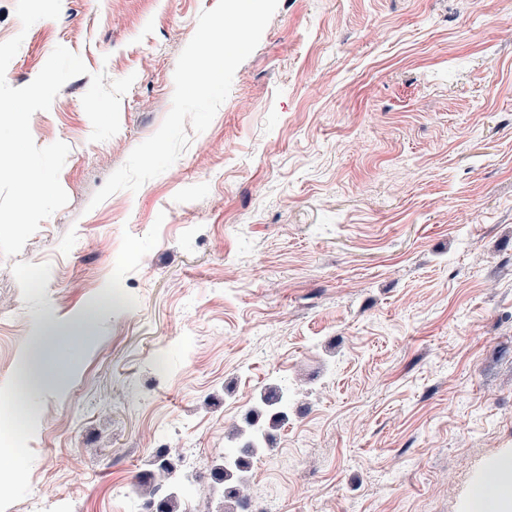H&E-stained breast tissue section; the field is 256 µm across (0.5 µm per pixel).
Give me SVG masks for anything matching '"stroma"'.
Returning a JSON list of instances; mask_svg holds the SVG:
<instances>
[{
	"mask_svg": "<svg viewBox=\"0 0 512 512\" xmlns=\"http://www.w3.org/2000/svg\"><path fill=\"white\" fill-rule=\"evenodd\" d=\"M218 0H62L0 42L23 87L80 55L30 122L70 148L66 206L0 257V392L45 317L110 297L20 415L0 498L114 512L169 449L181 512H224L215 470L279 388L288 416L234 470L272 512H460L512 449V0H278L211 125L164 173L94 193L171 108ZM134 76L120 130L90 139L91 74Z\"/></svg>",
	"mask_w": 512,
	"mask_h": 512,
	"instance_id": "stroma-1",
	"label": "stroma"
}]
</instances>
